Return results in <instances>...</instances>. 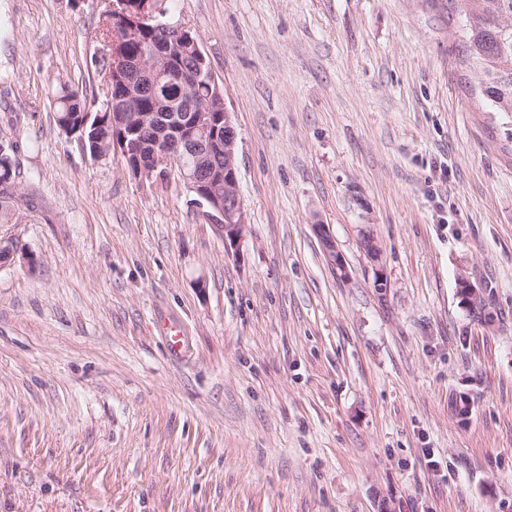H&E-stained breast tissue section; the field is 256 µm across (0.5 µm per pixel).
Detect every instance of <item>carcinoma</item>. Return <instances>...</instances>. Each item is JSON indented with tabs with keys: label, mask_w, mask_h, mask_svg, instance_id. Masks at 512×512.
Listing matches in <instances>:
<instances>
[{
	"label": "carcinoma",
	"mask_w": 512,
	"mask_h": 512,
	"mask_svg": "<svg viewBox=\"0 0 512 512\" xmlns=\"http://www.w3.org/2000/svg\"><path fill=\"white\" fill-rule=\"evenodd\" d=\"M465 18L464 60L475 65L479 75V90L495 112L512 113V0H459ZM117 19L108 9L107 0L100 6L98 31L100 40L111 37ZM162 35V31H139L138 36L125 41L121 51L139 53L147 42ZM56 123L65 135L81 138L84 151L94 159L112 149L114 139H122L129 126L112 122V112L89 110L87 97L63 84L53 96ZM16 171L5 167L0 159V202L14 201L13 186Z\"/></svg>",
	"instance_id": "carcinoma-1"
}]
</instances>
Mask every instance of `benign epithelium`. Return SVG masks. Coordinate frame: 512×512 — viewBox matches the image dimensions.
<instances>
[{
	"mask_svg": "<svg viewBox=\"0 0 512 512\" xmlns=\"http://www.w3.org/2000/svg\"><path fill=\"white\" fill-rule=\"evenodd\" d=\"M163 8L135 12L127 7L120 11L123 23L118 25L112 40V52L100 49V55L112 57V68L121 73L120 80L127 87L126 94L107 100L125 114V119L136 122L139 129L149 127L156 131L145 160L140 163L137 179L151 181L160 169L179 168L181 180L194 187L196 204L205 220L224 238V246L239 252L247 227V214L239 193L238 166L236 161V130L232 113L225 100L217 98L206 103L191 102V92L199 85L219 84L211 69L191 67L185 58L193 49L197 60L206 57L199 41L191 38L189 27L182 22L161 21ZM154 26L172 31L166 40L153 46L148 53L132 55L118 50L122 36L139 29ZM171 113L175 123L159 128L161 112ZM224 156V168L212 165L213 157ZM224 184V201H219L214 186ZM326 256L340 276L348 271L342 254L326 224L315 225ZM362 252L376 263L380 250L372 234L359 240Z\"/></svg>",
	"mask_w": 512,
	"mask_h": 512,
	"instance_id": "obj_1",
	"label": "benign epithelium"
}]
</instances>
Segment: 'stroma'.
<instances>
[{"instance_id": "obj_1", "label": "stroma", "mask_w": 512, "mask_h": 512, "mask_svg": "<svg viewBox=\"0 0 512 512\" xmlns=\"http://www.w3.org/2000/svg\"><path fill=\"white\" fill-rule=\"evenodd\" d=\"M99 3L0 0V139L34 201L0 217L28 257L0 265V512H512V113L462 13L167 0L237 130L234 254L177 175L57 127L58 85L104 89ZM315 226V231L319 235L326 256L332 266H334L335 270L339 271L340 276L346 278L348 276L347 267L345 261L343 259L342 254L336 247V242L331 235L330 229L326 224H317ZM157 328L160 336L164 337L167 349L172 357L183 355L187 347V336L179 324L170 318H157Z\"/></svg>"}]
</instances>
